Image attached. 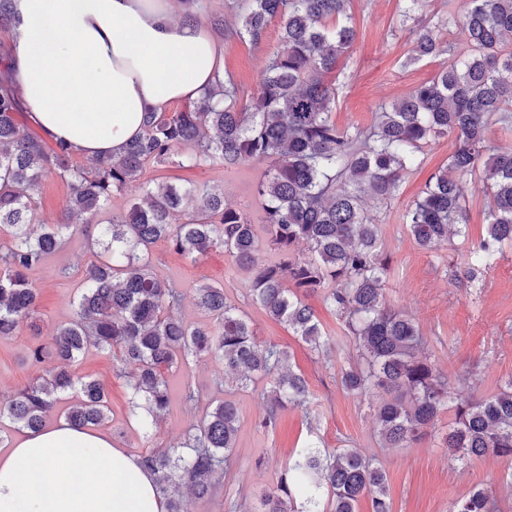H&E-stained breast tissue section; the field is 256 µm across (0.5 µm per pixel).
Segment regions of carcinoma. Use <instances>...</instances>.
Returning <instances> with one entry per match:
<instances>
[{"label":"carcinoma","instance_id":"cac0c4a2","mask_svg":"<svg viewBox=\"0 0 512 512\" xmlns=\"http://www.w3.org/2000/svg\"><path fill=\"white\" fill-rule=\"evenodd\" d=\"M349 0H245L239 33L258 45L268 23L279 19L281 38L256 92L240 104L229 74L176 112H146L142 133L118 157L100 155L89 169L70 163L72 152L31 129L16 97L9 47L0 43V337L17 336L38 310L29 275L40 268L75 224H89L112 193L136 186L142 194L122 215L98 226L99 259L86 270L76 318L52 336L58 363L46 376L22 386L0 421L39 430L63 394L79 398L65 418L79 427L108 420L105 386L80 377L69 365L90 345L120 364L130 396L129 418L150 430L166 414L167 373L208 356L236 376L242 390L265 382L261 426L275 430L282 411L310 414L311 393L294 371L288 350L259 344L247 315L228 302L224 287L193 289L207 318L188 323L179 314L182 289L154 273L150 250L165 241L197 261L222 248L250 275L247 297L320 355L332 351L302 296L323 292L358 350V362L341 370L348 392L375 400L377 434L386 448H407L448 408V377L422 353L416 321L392 307L384 286L390 258L381 253V224L366 200L398 196L403 175L421 163L424 148L441 138L454 142L448 165L430 177L406 209V228L423 250L435 251L460 237L463 263L454 279L480 288L485 273L512 248V150L489 138L494 124L512 123V0H468L462 13L435 15L409 29L407 63L448 55L442 69L404 98L381 108L367 129L340 128L332 120L336 86L328 75L357 39ZM456 34L470 53L458 56L443 42ZM180 155L184 167L218 164L226 169L266 162L256 187L264 219L249 216L208 185L192 189L140 183L147 163ZM67 180L70 197L63 222L37 221L34 192L49 175ZM477 175L490 201L485 235L466 239V178ZM300 244L306 252L297 251ZM268 249L273 261L262 257ZM445 437L452 462L493 455L512 479V382L476 398L460 393ZM239 410L217 400L179 442L139 455L153 473L166 512H182L178 489L210 499L231 466ZM372 512H392L386 474L353 448L320 449L310 442L294 450L276 485L262 497L261 512H357L360 498ZM449 512H498L493 492L478 489L454 501Z\"/></svg>","mask_w":512,"mask_h":512}]
</instances>
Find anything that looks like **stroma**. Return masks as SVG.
<instances>
[{
    "label": "stroma",
    "instance_id": "35a3bbf8",
    "mask_svg": "<svg viewBox=\"0 0 512 512\" xmlns=\"http://www.w3.org/2000/svg\"><path fill=\"white\" fill-rule=\"evenodd\" d=\"M400 10L399 0H350L348 13L358 38L335 72L333 118L339 126L370 127L379 105L404 97L441 69L444 60L440 57L405 66L412 44L408 31L399 27ZM236 13L234 0H203L200 10L203 20L224 18V26L214 30L224 41V69L233 75L241 91L250 94L278 45L279 29L277 23H270L264 41L253 44L237 34ZM453 150L448 138L427 147L423 163L404 176L397 198L377 208L382 224L381 249L390 258L385 291L392 306L407 311L417 321L426 340L425 355L453 386L486 397L512 381V258L502 260L487 273L483 288L459 287L448 275L450 265L462 261L459 251L451 246L432 252L420 249L403 221L408 205L432 174L447 164ZM265 170L262 163L235 170L218 165L186 168L173 159L148 165L143 178L151 184L191 182L222 187L225 200L257 223L263 208L254 187ZM69 195L65 180L54 175L43 179L35 193L41 222L59 221ZM96 259L90 236L77 230L32 272L31 281L39 293L38 312L25 323L20 335L0 337V405L6 404L18 387L54 366L51 358L41 366L30 364L27 355L47 344L55 329L74 317L73 300L87 267ZM152 263L161 280L185 291L180 313L189 322L203 318L191 289L203 283L223 285L229 302L246 312L258 342L287 347L294 369L305 376L314 399L312 415L291 409L283 414L275 431L264 430L260 421L266 405L259 393L236 389L225 381L223 365L207 359L172 370L169 409L159 427L145 433L128 419L125 380L113 371L111 358L93 348L86 351L73 371L106 386L111 413L103 431L130 454L163 448L178 439L198 423L213 398L224 396L236 402L240 425L234 463L224 485L210 499L183 493L185 512H228L231 501L243 512H258L261 496L276 484L296 445L311 432L327 447L354 448L379 460L387 475L392 512H448L454 500L477 488L493 490L500 512H512V486L506 482L503 461L493 456L467 463L449 461L442 437L454 420L453 413H444L436 429L412 447H382L369 399L347 393L341 386L340 370L355 361L357 351L322 294H310L306 302L324 332L336 340L327 358L310 352L301 339L247 300L246 276L235 269L223 250H213L193 262L160 242L152 250ZM188 385L198 394L196 404L183 399Z\"/></svg>",
    "mask_w": 512,
    "mask_h": 512
}]
</instances>
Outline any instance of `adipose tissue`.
<instances>
[{
  "mask_svg": "<svg viewBox=\"0 0 512 512\" xmlns=\"http://www.w3.org/2000/svg\"><path fill=\"white\" fill-rule=\"evenodd\" d=\"M8 10V66L29 121L84 157L120 156L143 113L196 100L224 75L223 40L181 0H9ZM64 461L80 470V488ZM0 512L166 507L135 456L62 419L0 455Z\"/></svg>",
  "mask_w": 512,
  "mask_h": 512,
  "instance_id": "adipose-tissue-1",
  "label": "adipose tissue"
}]
</instances>
